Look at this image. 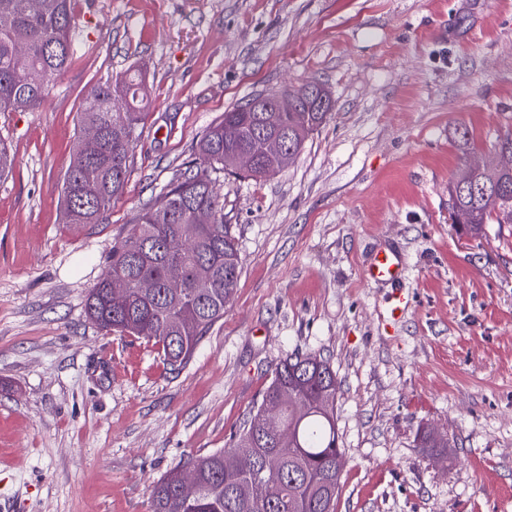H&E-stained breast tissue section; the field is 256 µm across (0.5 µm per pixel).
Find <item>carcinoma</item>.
Instances as JSON below:
<instances>
[{
	"label": "carcinoma",
	"mask_w": 512,
	"mask_h": 512,
	"mask_svg": "<svg viewBox=\"0 0 512 512\" xmlns=\"http://www.w3.org/2000/svg\"><path fill=\"white\" fill-rule=\"evenodd\" d=\"M1 14L11 16L13 23L0 28V113L34 110L73 57V0H43L38 13L28 10L27 0H0ZM29 72L40 74L39 83L22 81ZM143 90L142 72L130 69L84 98L80 128L97 127L101 145L93 158L73 153L62 187L64 223L98 224L124 193L145 110ZM249 105L247 101L225 112L207 128L195 162L162 190L165 204L143 208L132 232L112 245L108 271L86 299L89 320L154 342L163 363L173 370L189 362L203 337L224 317L237 288V243L224 223V199L211 173L235 171V155L257 149L260 116L249 111ZM332 112L312 98L301 110L277 116L279 132L288 136V147L298 154ZM457 135L463 159L448 185L453 223L474 234L492 218L511 224L512 169L460 175L472 149L467 129H458ZM189 225L194 236L175 258L187 288L175 293L167 287V247ZM112 278L127 281L120 304L110 298ZM143 279L154 283L152 292L138 288ZM338 389L328 360L315 354L285 358L262 396L264 403L280 400L277 420L268 422L258 408L231 446L171 470L153 487V512H336L345 466L336 430ZM188 467L198 482V493L191 498L182 493Z\"/></svg>",
	"instance_id": "1"
}]
</instances>
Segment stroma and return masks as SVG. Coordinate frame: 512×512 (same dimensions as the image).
I'll return each instance as SVG.
<instances>
[{
    "instance_id": "35a3bbf8",
    "label": "stroma",
    "mask_w": 512,
    "mask_h": 512,
    "mask_svg": "<svg viewBox=\"0 0 512 512\" xmlns=\"http://www.w3.org/2000/svg\"><path fill=\"white\" fill-rule=\"evenodd\" d=\"M77 54L36 110L0 113V506L152 512L154 483L227 447L277 363L336 371V512H512V224L448 221L465 128L512 131V0H74ZM133 65L147 109L121 198L61 220L91 88ZM324 84L330 118L262 180L221 175L241 274L172 371L153 342L91 323L112 244L261 92ZM397 251L398 284L364 272ZM409 299L397 320L396 292ZM448 437L446 453L418 431Z\"/></svg>"
}]
</instances>
